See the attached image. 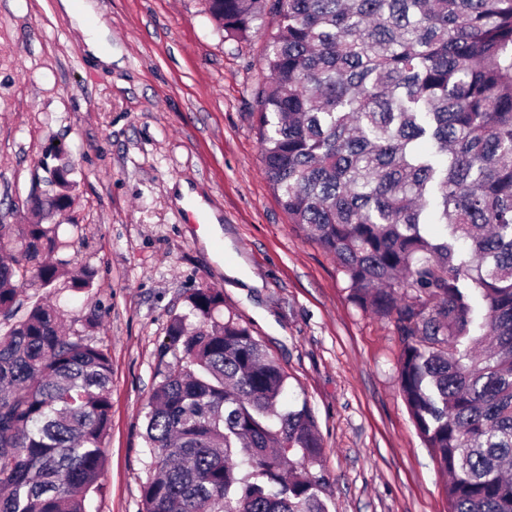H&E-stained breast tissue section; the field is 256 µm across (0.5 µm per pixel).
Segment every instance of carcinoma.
Returning <instances> with one entry per match:
<instances>
[{
  "label": "carcinoma",
  "instance_id": "1",
  "mask_svg": "<svg viewBox=\"0 0 512 512\" xmlns=\"http://www.w3.org/2000/svg\"><path fill=\"white\" fill-rule=\"evenodd\" d=\"M224 32L277 16L256 127L291 222L350 298L395 322L398 380L448 476V512H512V0H208ZM58 168L39 222L0 224V512H86L111 423L108 350L19 314L66 261L75 182ZM199 288L169 325L148 402L141 512H329L307 407L249 328Z\"/></svg>",
  "mask_w": 512,
  "mask_h": 512
}]
</instances>
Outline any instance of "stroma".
<instances>
[{
  "label": "stroma",
  "instance_id": "1",
  "mask_svg": "<svg viewBox=\"0 0 512 512\" xmlns=\"http://www.w3.org/2000/svg\"><path fill=\"white\" fill-rule=\"evenodd\" d=\"M94 2L108 68L57 0H0V224L31 221L40 162L62 145L76 189L59 218L61 257L69 273L95 271L90 291L61 281L22 298L57 303L66 331L112 357L89 512L141 510L159 349L199 288L222 290L217 321L247 326L287 374L282 408L311 409L322 440L312 471L328 480L330 512H448L399 387L394 322L351 301L333 256L292 224L263 173L255 114L275 16L237 40L207 0Z\"/></svg>",
  "mask_w": 512,
  "mask_h": 512
}]
</instances>
